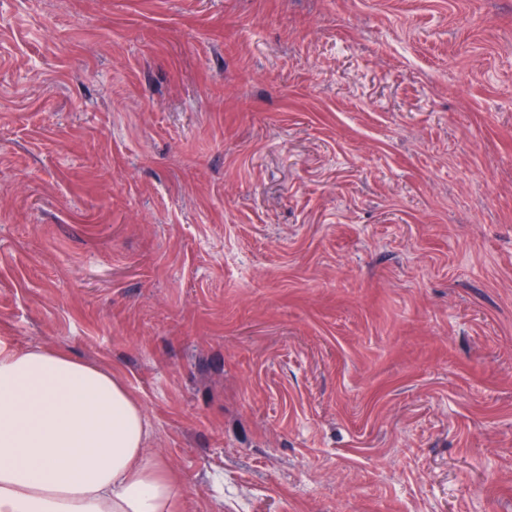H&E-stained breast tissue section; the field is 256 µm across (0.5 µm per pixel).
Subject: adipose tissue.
<instances>
[{"label": "adipose tissue", "instance_id": "1", "mask_svg": "<svg viewBox=\"0 0 512 512\" xmlns=\"http://www.w3.org/2000/svg\"><path fill=\"white\" fill-rule=\"evenodd\" d=\"M141 403L111 371L0 342V512H178Z\"/></svg>", "mask_w": 512, "mask_h": 512}]
</instances>
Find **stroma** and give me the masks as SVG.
Segmentation results:
<instances>
[{"label": "stroma", "instance_id": "1", "mask_svg": "<svg viewBox=\"0 0 512 512\" xmlns=\"http://www.w3.org/2000/svg\"><path fill=\"white\" fill-rule=\"evenodd\" d=\"M1 340L179 512H512V0H0Z\"/></svg>", "mask_w": 512, "mask_h": 512}]
</instances>
